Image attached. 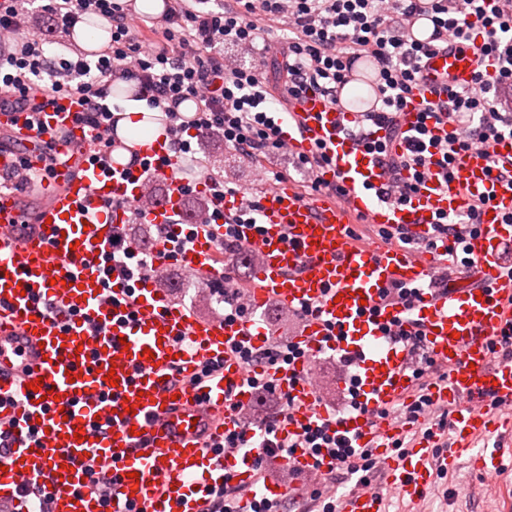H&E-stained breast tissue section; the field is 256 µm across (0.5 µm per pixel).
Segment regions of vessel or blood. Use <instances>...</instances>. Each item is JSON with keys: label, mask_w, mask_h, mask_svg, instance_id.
Returning <instances> with one entry per match:
<instances>
[{"label": "vessel or blood", "mask_w": 512, "mask_h": 512, "mask_svg": "<svg viewBox=\"0 0 512 512\" xmlns=\"http://www.w3.org/2000/svg\"><path fill=\"white\" fill-rule=\"evenodd\" d=\"M476 67L471 48L449 43L425 59L419 88L402 114L413 129L427 103L446 88L471 82ZM349 82L378 83L373 59H360ZM80 106L67 96L40 112L42 128L54 133L67 164L44 176L36 191L41 204L31 225L17 196L0 191V430L11 448L0 455V501L26 512L33 486L43 487L50 512H201L211 486L230 480L241 504L258 497L294 493L307 497L311 482L331 476L342 462L292 449L279 478L257 483L256 450L212 448L236 431L252 437L251 426L232 407L252 397L251 378H271L291 405L280 418L277 439L292 440L305 427L329 424L352 447L371 449L383 486L359 483L339 500V512H385L386 495L418 503L439 472L471 458L495 488L501 465L495 453L475 446L478 437L512 431V358L497 355L494 342L512 327V280L503 276L500 249L512 245V183L495 179L491 160L512 167V139L461 154L448 192L427 177L410 204L380 200L384 181L375 157L343 138L341 123L358 111L345 98L336 103L316 93L295 101L281 120L294 154L324 148L330 163L321 174L327 189L307 198L292 185L273 187L262 200L258 223L237 224L233 234L260 262L246 303L272 298L285 312H311L294 342L303 355L287 366L246 364L232 352L238 344L265 347L266 330L253 321L203 319L174 307L152 280L128 288L104 251L112 232L128 219L126 205L142 200L148 186L141 161L156 163V179L177 183L167 165L165 137L137 147L139 164L118 162L122 141L108 133L105 164L90 163L97 145L78 123ZM29 112L0 110V127L19 131L29 143L30 170L42 173L44 147L30 130ZM117 201L110 212L105 202ZM484 201V218L466 248L474 262L444 294L423 293L412 309L384 300L394 284L420 286L433 268L448 263L447 242L432 251L410 250L380 241H358L351 226L364 222L403 227L413 240L434 239L440 213ZM180 207L172 194L138 213L139 221L165 225ZM214 247L197 235L177 255L191 273L212 272ZM422 332L436 371L427 379L431 414L419 418L423 436L398 448L407 424L388 409L410 403L418 382L408 365L405 342L392 329ZM350 357L357 410L332 416L321 398L317 359L328 351ZM217 361L220 372L199 378ZM447 378H440V371ZM38 390H30V382ZM447 411L440 427L438 411ZM454 436L451 451L436 456L443 429ZM112 478V497L92 486L89 469Z\"/></svg>", "instance_id": "obj_1"}]
</instances>
